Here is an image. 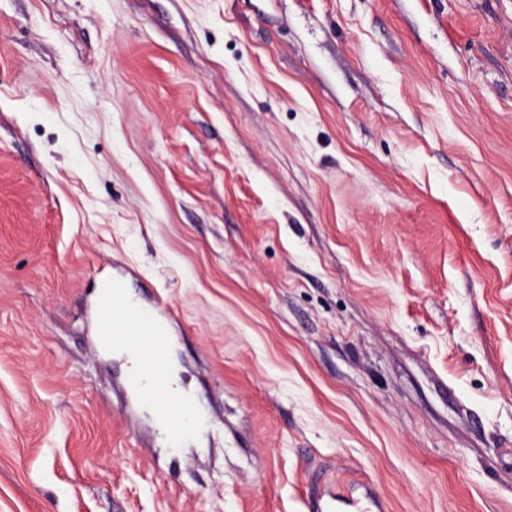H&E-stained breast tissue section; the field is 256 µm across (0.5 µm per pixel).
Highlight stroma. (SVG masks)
Instances as JSON below:
<instances>
[{"mask_svg":"<svg viewBox=\"0 0 512 512\" xmlns=\"http://www.w3.org/2000/svg\"><path fill=\"white\" fill-rule=\"evenodd\" d=\"M179 309L172 445L103 281ZM512 512V0H0V512Z\"/></svg>","mask_w":512,"mask_h":512,"instance_id":"obj_1","label":"stroma"}]
</instances>
